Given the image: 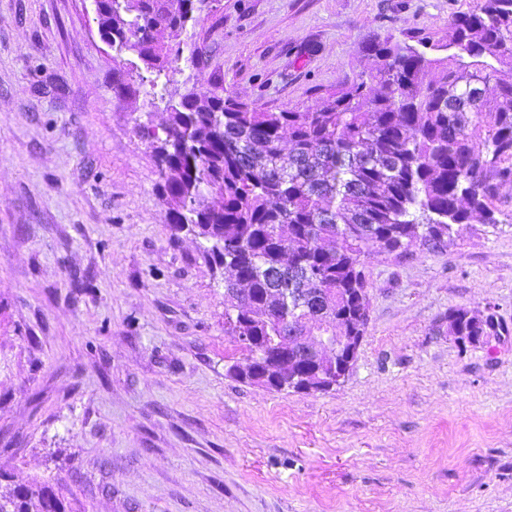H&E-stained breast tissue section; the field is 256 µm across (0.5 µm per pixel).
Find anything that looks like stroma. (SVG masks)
<instances>
[{
    "mask_svg": "<svg viewBox=\"0 0 512 512\" xmlns=\"http://www.w3.org/2000/svg\"><path fill=\"white\" fill-rule=\"evenodd\" d=\"M474 0H220L162 100L89 0H0V470L82 512H512V188L441 250L373 252L349 379L236 381L221 270L174 233L139 125L186 92L298 110L365 72L369 42L447 43ZM91 288L75 293V278ZM504 327L461 345L448 314Z\"/></svg>",
    "mask_w": 512,
    "mask_h": 512,
    "instance_id": "obj_1",
    "label": "stroma"
}]
</instances>
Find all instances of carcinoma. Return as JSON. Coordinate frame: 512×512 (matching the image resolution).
<instances>
[{
	"instance_id": "obj_1",
	"label": "carcinoma",
	"mask_w": 512,
	"mask_h": 512,
	"mask_svg": "<svg viewBox=\"0 0 512 512\" xmlns=\"http://www.w3.org/2000/svg\"><path fill=\"white\" fill-rule=\"evenodd\" d=\"M207 0H100L98 31L143 65L155 89L179 61L180 36ZM448 44L388 37L367 47L368 72L319 107L261 112L230 97L168 100L160 137L139 125L155 157L170 223L224 267V333L258 337L261 371L282 332L304 335L314 313L338 343L364 337L363 271L374 249L399 255L447 246L478 217L499 223L512 185V0H476ZM162 30L171 40L158 39ZM448 332L485 336L459 308ZM313 361L301 342L276 365L288 392ZM0 512H73L47 481L0 494Z\"/></svg>"
}]
</instances>
